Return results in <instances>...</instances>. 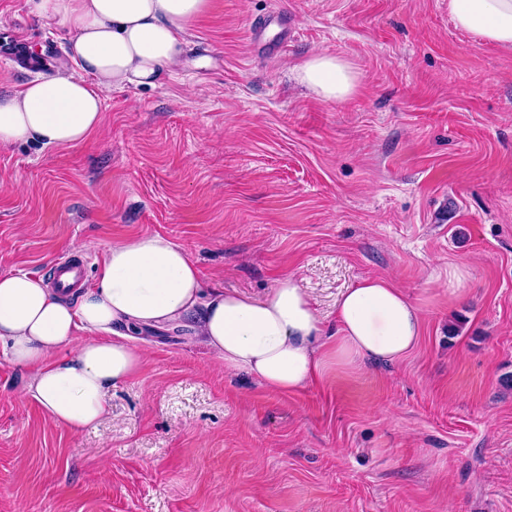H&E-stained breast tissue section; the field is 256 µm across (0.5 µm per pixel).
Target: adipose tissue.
Returning <instances> with one entry per match:
<instances>
[{
	"label": "adipose tissue",
	"instance_id": "adipose-tissue-1",
	"mask_svg": "<svg viewBox=\"0 0 512 512\" xmlns=\"http://www.w3.org/2000/svg\"><path fill=\"white\" fill-rule=\"evenodd\" d=\"M37 16L71 33L73 70L40 76L0 95V145L76 147L102 124L100 87L151 85L175 68L193 21L209 0H26ZM454 26L512 48V0H448ZM318 98L351 95L358 72L329 53L296 68ZM336 331L326 334L311 295L294 276L262 297L205 287L188 253L158 233L107 250L94 287L69 300L40 277L0 275V352L31 368L30 395L59 426L79 431L109 410L108 393L139 371L131 333L178 324L225 370L256 377L269 391L294 393L331 369L397 361L418 345L423 317L402 288L369 277L336 301ZM89 331L77 341L78 331Z\"/></svg>",
	"mask_w": 512,
	"mask_h": 512
}]
</instances>
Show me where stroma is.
<instances>
[{
    "label": "stroma",
    "mask_w": 512,
    "mask_h": 512,
    "mask_svg": "<svg viewBox=\"0 0 512 512\" xmlns=\"http://www.w3.org/2000/svg\"><path fill=\"white\" fill-rule=\"evenodd\" d=\"M287 14L279 54L252 22ZM0 94L70 67L68 30L0 0ZM181 65L101 88L103 130L72 148L0 146V275L160 233L209 288L260 297L295 274L326 330L336 300L392 278L417 348L294 395L225 371L170 326L95 427L57 426L0 355V512H512V49L454 28L448 0H211ZM359 73L326 102L293 70ZM461 282L449 283V268ZM299 83L324 101L336 102L353 93L358 72L346 61L329 53H315L296 67Z\"/></svg>",
    "instance_id": "35a3bbf8"
}]
</instances>
